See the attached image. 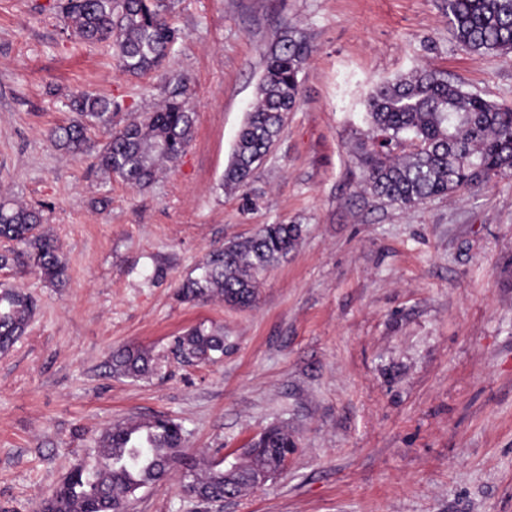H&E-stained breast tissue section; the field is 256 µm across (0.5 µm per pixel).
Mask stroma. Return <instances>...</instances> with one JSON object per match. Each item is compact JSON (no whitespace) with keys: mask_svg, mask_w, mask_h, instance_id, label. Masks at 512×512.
<instances>
[{"mask_svg":"<svg viewBox=\"0 0 512 512\" xmlns=\"http://www.w3.org/2000/svg\"><path fill=\"white\" fill-rule=\"evenodd\" d=\"M53 0H0V198L44 209L69 279L0 270L35 314L0 354V512H40L102 430L127 418L180 423L188 455L233 454L271 426L296 448L267 484L224 503L177 475L129 512H512V176L406 209L365 194L355 159L373 135L378 81L427 67L512 105V53L453 38L441 0H167L181 37L156 71L124 73ZM310 53L302 96L242 188L222 185L269 53L289 30ZM193 91V139L143 189L75 157L49 131L69 94L154 109ZM266 224L296 248L259 277L254 306L181 301L205 254ZM224 330V357L183 363L174 336ZM151 350L147 378L112 376L113 351Z\"/></svg>","mask_w":512,"mask_h":512,"instance_id":"obj_1","label":"stroma"}]
</instances>
